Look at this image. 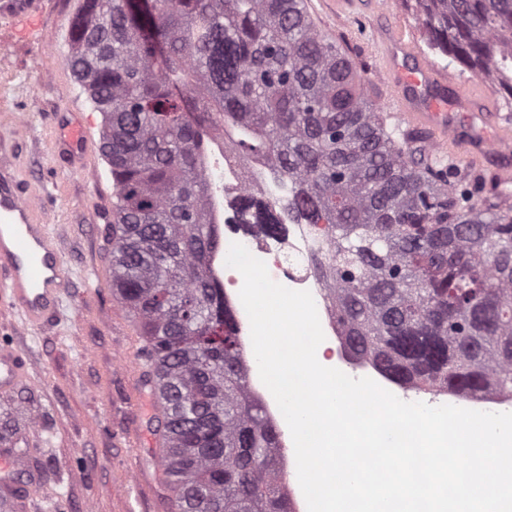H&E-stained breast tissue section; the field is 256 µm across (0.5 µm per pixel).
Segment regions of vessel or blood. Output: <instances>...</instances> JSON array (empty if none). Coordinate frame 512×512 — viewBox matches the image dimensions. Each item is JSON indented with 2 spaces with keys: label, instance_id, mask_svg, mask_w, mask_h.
Masks as SVG:
<instances>
[{
  "label": "vessel or blood",
  "instance_id": "obj_1",
  "mask_svg": "<svg viewBox=\"0 0 512 512\" xmlns=\"http://www.w3.org/2000/svg\"><path fill=\"white\" fill-rule=\"evenodd\" d=\"M44 0H0V18L27 25L39 17ZM380 74L395 91L389 104L391 117L407 131L429 134V150L452 156L463 147L473 157L490 154L501 159L495 175L500 184L512 182V135L499 127L493 106L478 87H458L456 100L446 95L448 80L406 41L400 29L385 39ZM456 111H449V104ZM65 139L81 147L92 144L90 124L78 120L65 129ZM68 269L55 237L49 232L45 211L28 192L16 169L0 164V316L13 315L11 341L0 343V395H10L38 373V358L23 350L17 337L48 325L54 316ZM24 428L11 443L0 444V502L10 512H35L42 472L33 461Z\"/></svg>",
  "mask_w": 512,
  "mask_h": 512
}]
</instances>
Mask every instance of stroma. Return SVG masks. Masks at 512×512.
I'll return each mask as SVG.
<instances>
[{"instance_id": "35a3bbf8", "label": "stroma", "mask_w": 512, "mask_h": 512, "mask_svg": "<svg viewBox=\"0 0 512 512\" xmlns=\"http://www.w3.org/2000/svg\"><path fill=\"white\" fill-rule=\"evenodd\" d=\"M318 28L340 41L349 54L375 73L372 52L379 29L402 26L424 60L457 83L476 81L474 72L429 49L415 13L387 0L373 9L360 4L337 23L331 0H313ZM81 0H52L33 31L0 18V134L15 146L7 158L31 190L51 199L50 226L61 238L63 260L72 273L59 310L41 332L30 334L25 350L40 358L39 373L13 395L0 397V420L41 426L33 454L43 461L44 485L38 512H53L64 499L66 512H169V492L157 480L155 449L130 447L136 433L153 434L151 415L131 398L133 379L122 363L139 358L138 327L112 295L111 244L107 225L115 202L103 154L95 159L104 177L92 181L72 167L69 151L55 142L62 113L74 108L94 126L102 115L87 99L71 101V71L49 43L66 34ZM144 475L135 485L132 470Z\"/></svg>"}]
</instances>
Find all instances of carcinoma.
Returning a JSON list of instances; mask_svg holds the SVG:
<instances>
[{"label": "carcinoma", "mask_w": 512, "mask_h": 512, "mask_svg": "<svg viewBox=\"0 0 512 512\" xmlns=\"http://www.w3.org/2000/svg\"><path fill=\"white\" fill-rule=\"evenodd\" d=\"M427 44L512 97V0H414ZM300 0H84L69 66L103 113L116 189L112 293L171 407L158 458L174 512H292L277 433L211 276L205 141L293 185L348 352L403 386L512 394V208L399 138L371 77ZM248 229L285 231L244 187Z\"/></svg>", "instance_id": "cac0c4a2"}]
</instances>
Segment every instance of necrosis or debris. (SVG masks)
<instances>
[{"mask_svg": "<svg viewBox=\"0 0 512 512\" xmlns=\"http://www.w3.org/2000/svg\"><path fill=\"white\" fill-rule=\"evenodd\" d=\"M206 174L212 186L210 208L215 223L224 227V236L244 245L262 260L270 277L294 290L309 291L314 299L325 334V354L338 369L349 376L369 377L402 400H409L410 391L386 378L366 361L357 360L348 353L339 326L326 302L323 287L314 273V245L301 216L294 209H286V231L280 236L250 233L242 226L239 196L244 183L272 201L284 202L293 195V188L279 171L262 162L242 164L228 149L223 138H211L206 151ZM211 269L217 284L223 285L224 298L234 311L238 334L243 344H250V322L233 287L237 280L228 274L225 256L215 253Z\"/></svg>", "mask_w": 512, "mask_h": 512, "instance_id": "4bbe7bcc", "label": "necrosis or debris"}]
</instances>
